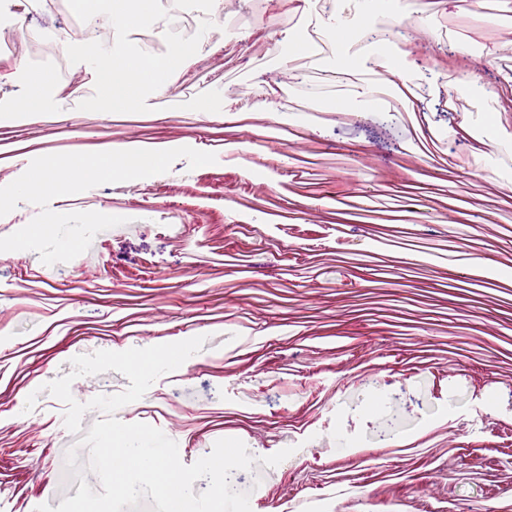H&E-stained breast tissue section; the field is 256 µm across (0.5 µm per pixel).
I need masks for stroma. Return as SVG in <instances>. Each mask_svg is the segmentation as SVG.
<instances>
[{
	"label": "stroma",
	"instance_id": "35a3bbf8",
	"mask_svg": "<svg viewBox=\"0 0 512 512\" xmlns=\"http://www.w3.org/2000/svg\"><path fill=\"white\" fill-rule=\"evenodd\" d=\"M419 10L371 48L389 80L413 82L395 95L399 114L363 80L315 124L280 111L273 86L250 97L214 86L198 103L144 82L142 124L115 130L116 145L215 153L214 164L180 158L143 184L200 226L140 209L65 263L0 252V322L16 336L0 349V512L58 507L80 485L67 451L88 463L44 384L70 374L74 356L170 336L205 343L126 420L172 436L187 465L217 440H242L254 463L230 482L249 490L252 512H283L296 492L346 478L352 450L369 452L390 416L365 512L512 504V285L450 287L460 259L512 268V163L499 149L512 140V0H422ZM64 50L92 96L49 91L34 69H0V100L39 99L0 127V187L36 157L97 142L103 88L90 48ZM258 110L289 129L272 175L260 157L227 162L211 143L224 114ZM234 200L251 222L228 230ZM129 384L110 370L74 379L71 392L86 403ZM296 440L306 452L274 471L263 464Z\"/></svg>",
	"mask_w": 512,
	"mask_h": 512
}]
</instances>
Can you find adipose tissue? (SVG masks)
Wrapping results in <instances>:
<instances>
[{"label":"adipose tissue","mask_w":512,"mask_h":512,"mask_svg":"<svg viewBox=\"0 0 512 512\" xmlns=\"http://www.w3.org/2000/svg\"><path fill=\"white\" fill-rule=\"evenodd\" d=\"M178 62L177 56L156 61L113 60L100 61L98 77L106 88L104 109L130 112L136 107L138 93L144 81L165 87Z\"/></svg>","instance_id":"ef3b65f1"}]
</instances>
